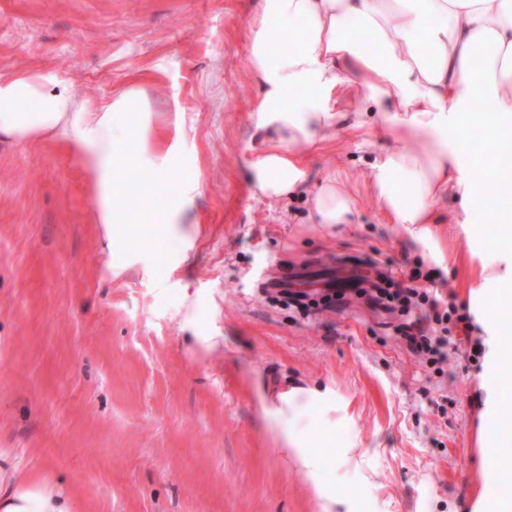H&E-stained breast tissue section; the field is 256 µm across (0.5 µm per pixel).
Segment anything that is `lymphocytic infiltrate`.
<instances>
[{
  "instance_id": "obj_1",
  "label": "lymphocytic infiltrate",
  "mask_w": 512,
  "mask_h": 512,
  "mask_svg": "<svg viewBox=\"0 0 512 512\" xmlns=\"http://www.w3.org/2000/svg\"><path fill=\"white\" fill-rule=\"evenodd\" d=\"M421 278L418 271L404 280L380 271L365 294L374 308L399 319L397 331L405 350L441 376L452 353L465 349L475 357L482 354L483 344L471 334L470 313L449 307L437 290L423 286Z\"/></svg>"
}]
</instances>
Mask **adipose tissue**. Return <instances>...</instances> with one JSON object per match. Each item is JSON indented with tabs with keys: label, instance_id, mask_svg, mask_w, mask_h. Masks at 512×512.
<instances>
[{
	"label": "adipose tissue",
	"instance_id": "obj_1",
	"mask_svg": "<svg viewBox=\"0 0 512 512\" xmlns=\"http://www.w3.org/2000/svg\"><path fill=\"white\" fill-rule=\"evenodd\" d=\"M248 33L260 86L258 125L273 134L252 164L255 195L281 199L297 192L303 173L293 148L322 141L341 123L346 112L339 98L352 92L400 143L376 154L369 181L390 221L417 225L418 238L427 239L436 204L451 199L456 215L501 224L496 259L512 265V0H261ZM362 35L372 39L374 53L361 50ZM477 101L493 104V111H472ZM475 123L483 128L491 164L477 165L467 150ZM153 130L140 80L92 108L54 72L0 79V137L67 138L95 187L99 223H179V205L158 211L144 181L172 163ZM133 131L139 148L132 153L126 141ZM411 140L420 143L419 151L404 149ZM485 180L497 184L494 197L481 193ZM307 209L309 223L345 224L354 197L330 176L310 195ZM316 398L313 391H291L275 415L286 442L313 472L319 461L304 450L298 422ZM0 512H74V503L62 483L19 473L0 449Z\"/></svg>",
	"mask_w": 512,
	"mask_h": 512
}]
</instances>
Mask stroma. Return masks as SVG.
<instances>
[{
	"instance_id": "1",
	"label": "stroma",
	"mask_w": 512,
	"mask_h": 512,
	"mask_svg": "<svg viewBox=\"0 0 512 512\" xmlns=\"http://www.w3.org/2000/svg\"><path fill=\"white\" fill-rule=\"evenodd\" d=\"M259 4L0 0V78L52 71L94 106L142 80L174 157L161 203H184L180 223L130 240L134 225L98 224L63 137L0 141V448L20 473L62 480L77 512H472L477 495L507 512L485 478L486 400L512 376L488 357L494 337L439 385L364 299L304 312L263 288L368 259L423 266L478 325L497 299L482 285L491 239L447 223L453 201L437 204L429 248L380 213L368 129L334 126L300 150V196H253L269 137L249 61ZM332 174L352 221L308 223L305 196ZM293 389L321 395L305 417L313 478L272 418Z\"/></svg>"
}]
</instances>
